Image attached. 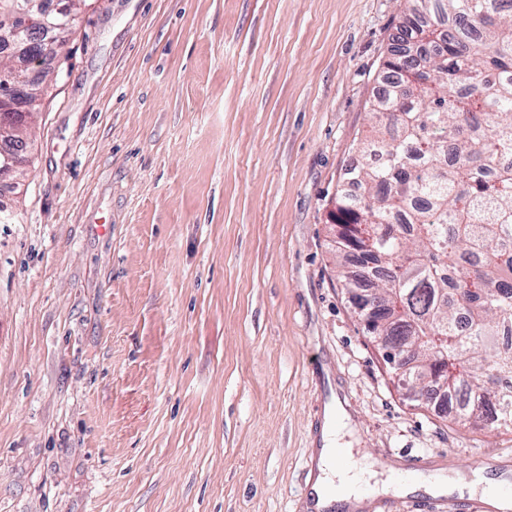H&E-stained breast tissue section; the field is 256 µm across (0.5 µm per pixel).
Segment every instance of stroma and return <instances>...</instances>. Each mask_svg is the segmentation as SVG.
Masks as SVG:
<instances>
[{"label":"stroma","mask_w":512,"mask_h":512,"mask_svg":"<svg viewBox=\"0 0 512 512\" xmlns=\"http://www.w3.org/2000/svg\"><path fill=\"white\" fill-rule=\"evenodd\" d=\"M403 9L81 0L0 186V512H306L330 407L368 512L486 501L512 427L415 401L332 250Z\"/></svg>","instance_id":"stroma-1"}]
</instances>
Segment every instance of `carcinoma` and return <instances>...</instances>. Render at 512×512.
<instances>
[{
    "label": "carcinoma",
    "instance_id": "carcinoma-1",
    "mask_svg": "<svg viewBox=\"0 0 512 512\" xmlns=\"http://www.w3.org/2000/svg\"><path fill=\"white\" fill-rule=\"evenodd\" d=\"M401 44L361 161L330 218L339 276L371 264L377 335L425 365L448 355L465 420L512 425V0H405ZM423 64L411 68L413 47Z\"/></svg>",
    "mask_w": 512,
    "mask_h": 512
}]
</instances>
